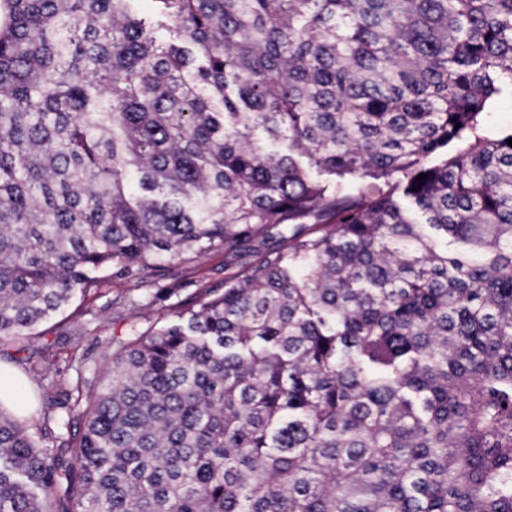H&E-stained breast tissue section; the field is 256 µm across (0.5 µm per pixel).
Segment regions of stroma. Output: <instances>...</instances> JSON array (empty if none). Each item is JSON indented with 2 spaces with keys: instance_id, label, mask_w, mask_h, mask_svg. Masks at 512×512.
Masks as SVG:
<instances>
[{
  "instance_id": "stroma-1",
  "label": "stroma",
  "mask_w": 512,
  "mask_h": 512,
  "mask_svg": "<svg viewBox=\"0 0 512 512\" xmlns=\"http://www.w3.org/2000/svg\"><path fill=\"white\" fill-rule=\"evenodd\" d=\"M260 257V250L232 247L210 252L194 264L163 262L140 277L106 286L98 297L76 300L71 308L37 325L32 335L12 340L9 347L47 349L62 378H71L75 359H96L112 337L174 319L198 289L223 287L225 278Z\"/></svg>"
}]
</instances>
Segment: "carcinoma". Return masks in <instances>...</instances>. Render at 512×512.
<instances>
[{"mask_svg":"<svg viewBox=\"0 0 512 512\" xmlns=\"http://www.w3.org/2000/svg\"><path fill=\"white\" fill-rule=\"evenodd\" d=\"M0 1L1 346L266 247L0 408V512H512V0ZM4 366H8L13 369L17 376L21 378L24 384L33 389L35 392V401L33 407L30 411L28 418L37 419L38 414L41 410L49 405V403H53L57 397H59L60 389L56 387H47L45 390L40 389L37 384L30 377L27 368V365L16 362L14 360H10L9 358L2 356L1 363Z\"/></svg>","mask_w":512,"mask_h":512,"instance_id":"carcinoma-1","label":"carcinoma"}]
</instances>
